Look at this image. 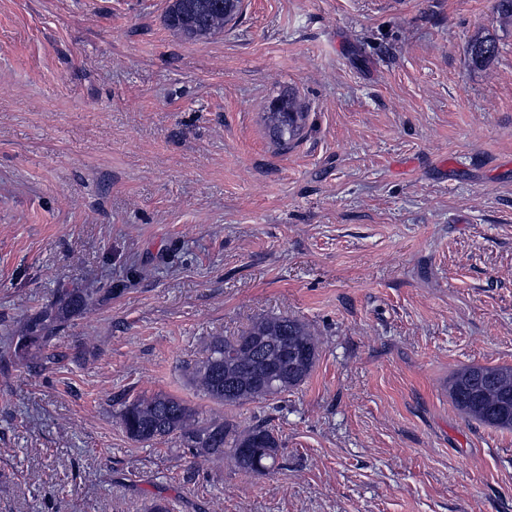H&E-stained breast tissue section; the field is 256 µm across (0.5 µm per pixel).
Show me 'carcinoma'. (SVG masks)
Listing matches in <instances>:
<instances>
[{"label":"carcinoma","instance_id":"obj_1","mask_svg":"<svg viewBox=\"0 0 512 512\" xmlns=\"http://www.w3.org/2000/svg\"><path fill=\"white\" fill-rule=\"evenodd\" d=\"M188 0H171L163 17L164 25L188 40H198L224 31L232 18L224 10L210 11L209 31L193 29V12L180 9ZM474 62L482 64L497 53L490 40L478 41L470 48ZM307 113L299 100L288 98V111L269 113V134L280 147L295 143L302 136ZM93 291L78 288L57 289V300L37 311L26 329L16 338L14 360H24L29 350L48 343L71 308L84 307ZM288 337V348H302L307 356L297 362L280 360L276 389L255 383V374L270 362L265 351L233 350V344L257 338L266 351L281 348V337ZM318 340L301 322L288 316L254 321L242 336L229 340L212 337L206 356L189 372V383L203 396L224 405H239L276 398L299 387L310 376L318 360ZM233 385L224 386V376ZM449 394L455 407L471 420L512 432V366L473 365L455 372L449 381ZM126 434L138 442L177 438L199 455L217 461L227 460L246 472L265 474L278 465L280 441L269 427L257 424L240 430L216 418L203 419L185 400L157 394L138 398L124 406L120 414Z\"/></svg>","mask_w":512,"mask_h":512}]
</instances>
